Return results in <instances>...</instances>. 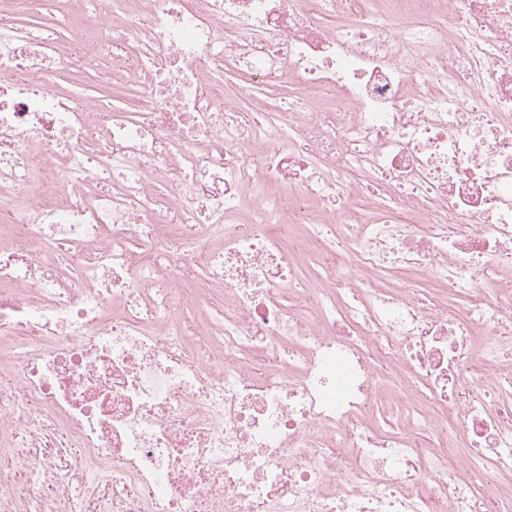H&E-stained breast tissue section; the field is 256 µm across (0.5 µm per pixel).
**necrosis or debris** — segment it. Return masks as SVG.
Segmentation results:
<instances>
[{
  "label": "necrosis or debris",
  "mask_w": 512,
  "mask_h": 512,
  "mask_svg": "<svg viewBox=\"0 0 512 512\" xmlns=\"http://www.w3.org/2000/svg\"><path fill=\"white\" fill-rule=\"evenodd\" d=\"M0 218V512H512V0H0ZM70 80L71 81L69 83L63 84V86L65 88L70 87L71 86L70 83H72V82L82 84L85 86H92L100 93L101 96H103V99L105 100V102H109L111 98L121 97V96L130 98L128 90L113 89V88L111 90L106 83L101 82L99 80V78L97 77V73H95V72L74 73Z\"/></svg>",
  "instance_id": "4bbe7bcc"
}]
</instances>
